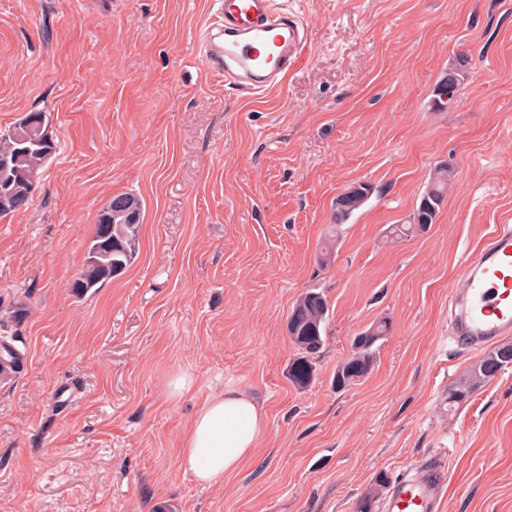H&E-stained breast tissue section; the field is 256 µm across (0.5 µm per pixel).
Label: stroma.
<instances>
[{"mask_svg":"<svg viewBox=\"0 0 512 512\" xmlns=\"http://www.w3.org/2000/svg\"><path fill=\"white\" fill-rule=\"evenodd\" d=\"M284 2L307 56L254 98L197 52L213 0H0V133L40 111L55 142L29 206L0 218V315L27 310L0 326L21 358L0 383V512H357L367 497L383 512L396 481L439 460V512H512V364L448 405L481 358L448 340L450 290L512 223V0ZM457 63L461 89L436 108ZM442 162L456 181L436 223L391 236ZM359 184L369 200L334 225ZM122 193L141 202L137 257L76 297ZM310 289L330 311L300 387L287 318ZM380 319L370 371L336 388ZM183 375L191 389L172 394ZM223 388L262 402L266 432L204 487L179 454ZM350 193L344 192L337 196L333 210V223L337 226L345 224L351 215L359 210L368 198L372 195V188L365 184H360Z\"/></svg>","mask_w":512,"mask_h":512,"instance_id":"1","label":"stroma"}]
</instances>
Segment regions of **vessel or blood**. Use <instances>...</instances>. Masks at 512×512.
<instances>
[{"mask_svg":"<svg viewBox=\"0 0 512 512\" xmlns=\"http://www.w3.org/2000/svg\"><path fill=\"white\" fill-rule=\"evenodd\" d=\"M306 30L278 0H221L199 39L209 71L249 94L278 90L301 61ZM449 332L462 350L483 348L512 335V226L498 225L474 250L451 293ZM441 466L428 475H405L385 512H438Z\"/></svg>","mask_w":512,"mask_h":512,"instance_id":"vessel-or-blood-1","label":"vessel or blood"}]
</instances>
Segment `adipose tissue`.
Returning <instances> with one entry per match:
<instances>
[{
	"mask_svg": "<svg viewBox=\"0 0 512 512\" xmlns=\"http://www.w3.org/2000/svg\"><path fill=\"white\" fill-rule=\"evenodd\" d=\"M265 431L261 402L231 389L217 392L194 414L179 464L197 483L214 485L254 456Z\"/></svg>",
	"mask_w": 512,
	"mask_h": 512,
	"instance_id": "ef3b65f1",
	"label": "adipose tissue"
}]
</instances>
